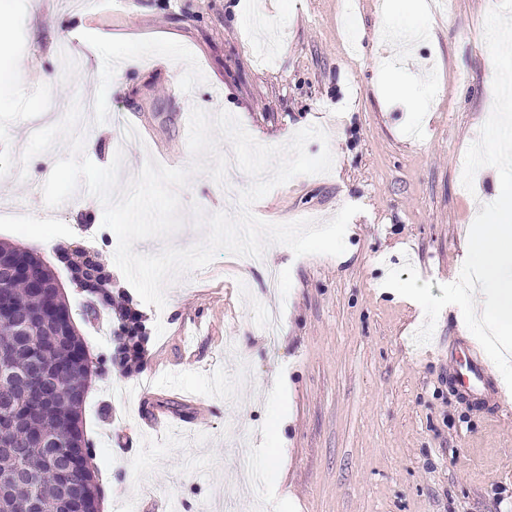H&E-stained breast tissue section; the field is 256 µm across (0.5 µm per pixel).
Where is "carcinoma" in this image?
I'll return each instance as SVG.
<instances>
[{"label":"carcinoma","mask_w":512,"mask_h":512,"mask_svg":"<svg viewBox=\"0 0 512 512\" xmlns=\"http://www.w3.org/2000/svg\"><path fill=\"white\" fill-rule=\"evenodd\" d=\"M26 281L0 282V512H97L96 450L83 430L93 376L108 366L142 365L147 333L140 315L120 303L112 284L84 285L83 319L116 318L113 351L98 362L73 324L68 296L52 284L51 269L23 253Z\"/></svg>","instance_id":"1"}]
</instances>
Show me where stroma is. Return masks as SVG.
Instances as JSON below:
<instances>
[{
    "label": "stroma",
    "instance_id": "stroma-1",
    "mask_svg": "<svg viewBox=\"0 0 512 512\" xmlns=\"http://www.w3.org/2000/svg\"><path fill=\"white\" fill-rule=\"evenodd\" d=\"M11 56L0 79V240L38 249L96 250L141 314L142 373L93 378L83 421L97 476L118 491L102 512H143L145 499L192 512H512V391L492 417L450 379L449 344L472 340L442 309L416 345L418 311L385 294L389 269L411 264L433 296L459 275L471 226L500 189L494 167L461 189V161L492 111L494 66L484 40L491 0H452L432 15L409 62L377 34L419 22L415 0H6ZM126 59L114 73L113 57ZM410 97L396 95L397 87ZM97 100L82 115L84 154L105 167L122 155L121 183L147 159L192 162V107L227 111L260 144L324 130L329 173L297 176L254 203L270 223L349 222L347 258L267 247L241 268L219 254L144 303L114 261L118 240L85 186L49 210L43 185L66 143L23 160L33 132L63 118L55 103ZM183 210L225 211L208 174L179 189ZM277 308L275 343L263 327ZM151 381L150 398L141 385ZM168 422L148 428L151 410Z\"/></svg>",
    "mask_w": 512,
    "mask_h": 512
}]
</instances>
